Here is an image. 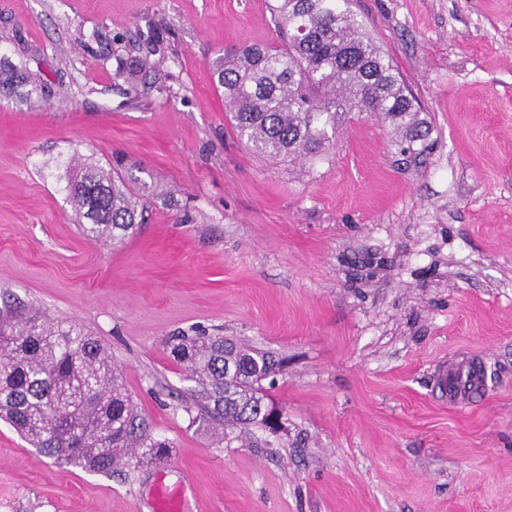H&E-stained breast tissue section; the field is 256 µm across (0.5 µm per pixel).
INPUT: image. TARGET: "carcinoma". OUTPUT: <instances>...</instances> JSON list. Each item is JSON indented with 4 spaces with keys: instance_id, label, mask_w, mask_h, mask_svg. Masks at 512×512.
Wrapping results in <instances>:
<instances>
[{
    "instance_id": "1",
    "label": "carcinoma",
    "mask_w": 512,
    "mask_h": 512,
    "mask_svg": "<svg viewBox=\"0 0 512 512\" xmlns=\"http://www.w3.org/2000/svg\"><path fill=\"white\" fill-rule=\"evenodd\" d=\"M270 15L278 42L236 48L213 68L239 139L276 163L312 162L352 115L365 114L393 126L400 152L421 153L415 145L426 146L430 128L349 0H274ZM30 83L25 67L0 58L1 87L16 92ZM66 192L85 220L79 229L96 242L132 236L138 207L152 194L133 174L93 164ZM168 347L200 388L202 423L220 427L221 439L252 427L274 432L259 411L272 356L222 336H172ZM0 417L58 463L91 472H112L130 451L151 460L168 447L151 436L96 337L36 316L0 319Z\"/></svg>"
}]
</instances>
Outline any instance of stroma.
Listing matches in <instances>:
<instances>
[{"label":"stroma","instance_id":"35a3bbf8","mask_svg":"<svg viewBox=\"0 0 512 512\" xmlns=\"http://www.w3.org/2000/svg\"><path fill=\"white\" fill-rule=\"evenodd\" d=\"M270 0H0V313L93 332L157 460L62 467L0 421V512H512V0H351L417 98L432 147L360 116L315 166L232 131L212 64L278 36ZM79 156L154 191L137 232L94 243L64 188ZM283 363L282 415L216 442L169 337ZM477 358L463 410L442 366ZM30 74L22 65H16L10 60L0 57V86L18 92L29 85Z\"/></svg>","mask_w":512,"mask_h":512}]
</instances>
